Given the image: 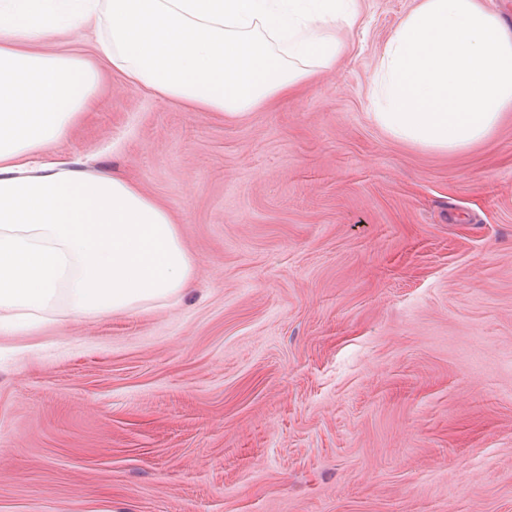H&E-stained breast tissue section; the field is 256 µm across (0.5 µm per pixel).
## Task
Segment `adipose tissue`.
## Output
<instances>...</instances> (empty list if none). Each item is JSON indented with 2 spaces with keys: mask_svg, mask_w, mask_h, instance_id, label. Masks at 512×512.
<instances>
[{
  "mask_svg": "<svg viewBox=\"0 0 512 512\" xmlns=\"http://www.w3.org/2000/svg\"><path fill=\"white\" fill-rule=\"evenodd\" d=\"M358 19V0H0V325L130 311L194 276L176 216L136 183L32 164L84 119L100 78L51 44L93 29L127 85L233 116L332 67L339 26ZM372 85V118L391 137L467 151L512 112V29L485 0H418Z\"/></svg>",
  "mask_w": 512,
  "mask_h": 512,
  "instance_id": "1",
  "label": "adipose tissue"
}]
</instances>
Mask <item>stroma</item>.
Segmentation results:
<instances>
[{
    "label": "stroma",
    "instance_id": "obj_1",
    "mask_svg": "<svg viewBox=\"0 0 512 512\" xmlns=\"http://www.w3.org/2000/svg\"><path fill=\"white\" fill-rule=\"evenodd\" d=\"M417 0L229 118L123 85L52 160L181 220L179 298L0 330V512H512V112L463 153L372 119Z\"/></svg>",
    "mask_w": 512,
    "mask_h": 512
}]
</instances>
